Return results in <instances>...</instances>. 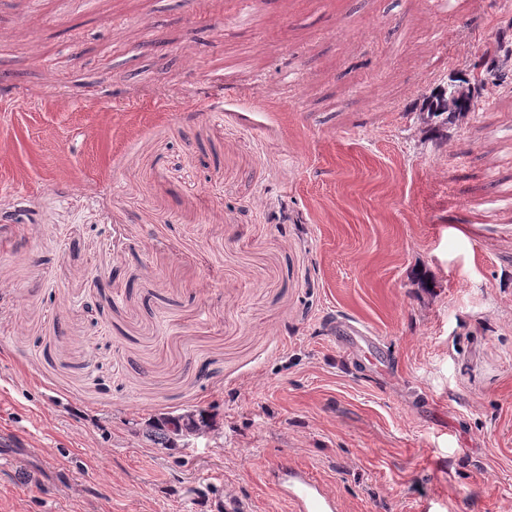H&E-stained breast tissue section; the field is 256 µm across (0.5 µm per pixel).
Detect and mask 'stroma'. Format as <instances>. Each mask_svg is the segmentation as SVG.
Listing matches in <instances>:
<instances>
[{
	"label": "stroma",
	"mask_w": 512,
	"mask_h": 512,
	"mask_svg": "<svg viewBox=\"0 0 512 512\" xmlns=\"http://www.w3.org/2000/svg\"><path fill=\"white\" fill-rule=\"evenodd\" d=\"M196 10L0 0V512H512V7ZM508 30L498 31L494 40L477 61L464 73L449 75L440 83L425 103L432 130L447 129L466 112L474 110L482 91L512 85V69L503 68L504 59L512 58V24ZM183 414H185V417L176 423L175 443L180 440L182 448H191L194 447L192 442L207 436L211 428L198 423L194 410L186 411ZM271 478L295 512L338 510L335 497L329 495L309 473L300 468L278 469L271 473Z\"/></svg>",
	"instance_id": "obj_1"
}]
</instances>
